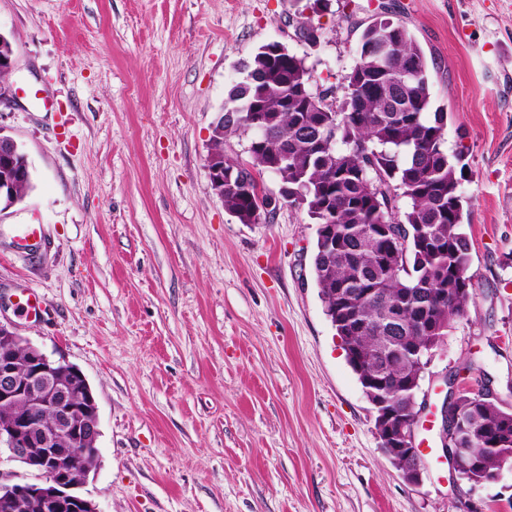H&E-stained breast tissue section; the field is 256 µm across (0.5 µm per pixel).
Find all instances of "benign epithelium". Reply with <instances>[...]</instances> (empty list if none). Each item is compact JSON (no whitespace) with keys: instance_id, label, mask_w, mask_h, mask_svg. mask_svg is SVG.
Here are the masks:
<instances>
[{"instance_id":"benign-epithelium-1","label":"benign epithelium","mask_w":512,"mask_h":512,"mask_svg":"<svg viewBox=\"0 0 512 512\" xmlns=\"http://www.w3.org/2000/svg\"><path fill=\"white\" fill-rule=\"evenodd\" d=\"M211 184L224 196V166L209 157ZM23 351L24 367L16 353ZM368 399L384 432L378 435L382 452L403 466L408 484L422 483L425 469L423 448L417 439L420 412L405 415L397 396L385 383L384 370L367 372ZM10 414L0 421V450L8 459L37 473L38 483L13 482L0 472V507L7 512L38 505L43 512H99L97 505L79 489L96 464L100 435L98 405L82 371L54 359L20 336L17 328L0 322V411ZM458 421L439 426L442 458L458 476L470 467H480L474 448L457 445ZM68 447H60L61 441ZM56 467L46 466L49 456Z\"/></svg>"}]
</instances>
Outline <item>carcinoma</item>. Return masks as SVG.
Returning <instances> with one entry per match:
<instances>
[{"label": "carcinoma", "instance_id": "obj_1", "mask_svg": "<svg viewBox=\"0 0 512 512\" xmlns=\"http://www.w3.org/2000/svg\"><path fill=\"white\" fill-rule=\"evenodd\" d=\"M246 77L224 103V137L211 151L224 163V208L249 224L272 205L250 171L224 154V138L251 140L252 165L280 182V198L306 208L317 226L312 268L325 313L338 336H348L357 358L372 369L386 364L387 385L414 409L404 380L417 372L440 337L474 303L471 244L460 186L462 154L448 155V113L433 107L424 52L408 28L383 9L361 30L354 64L342 76V97L326 88L336 107L311 100L301 87L314 80L306 56L272 42L244 64ZM241 111L243 122L229 113ZM406 200V207L398 205ZM425 326L390 337L392 308ZM406 351L386 362L381 342ZM462 431L497 429L512 409L475 392L456 406ZM487 477L512 455V435L499 446L478 448Z\"/></svg>", "mask_w": 512, "mask_h": 512}]
</instances>
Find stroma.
<instances>
[{"mask_svg": "<svg viewBox=\"0 0 512 512\" xmlns=\"http://www.w3.org/2000/svg\"><path fill=\"white\" fill-rule=\"evenodd\" d=\"M308 0H0L16 67L0 133L27 153L0 212V321L77 366L99 407V512H512V467L471 489L439 459L407 484L324 312L305 208L243 224L207 167L211 126L243 64L287 41ZM388 5L423 48L446 147L462 152L474 302L422 382L491 381L512 407V0H328L306 56L340 86ZM37 224L35 247L18 229ZM34 291L38 317L16 301Z\"/></svg>", "mask_w": 512, "mask_h": 512, "instance_id": "stroma-1", "label": "stroma"}]
</instances>
